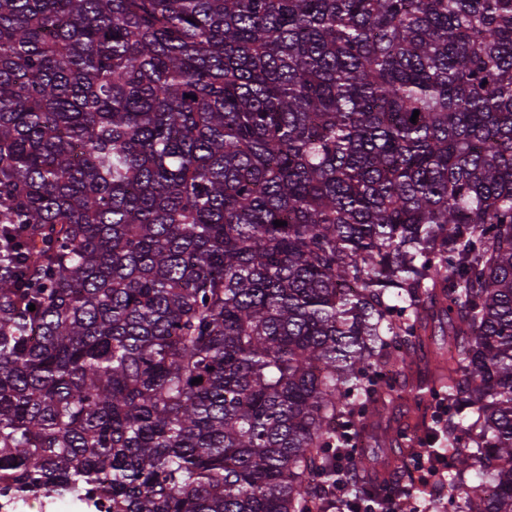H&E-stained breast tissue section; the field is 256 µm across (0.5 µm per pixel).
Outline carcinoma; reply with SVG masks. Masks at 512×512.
<instances>
[{
    "label": "carcinoma",
    "instance_id": "obj_1",
    "mask_svg": "<svg viewBox=\"0 0 512 512\" xmlns=\"http://www.w3.org/2000/svg\"><path fill=\"white\" fill-rule=\"evenodd\" d=\"M405 448L512 512V0H0V481L378 512Z\"/></svg>",
    "mask_w": 512,
    "mask_h": 512
}]
</instances>
